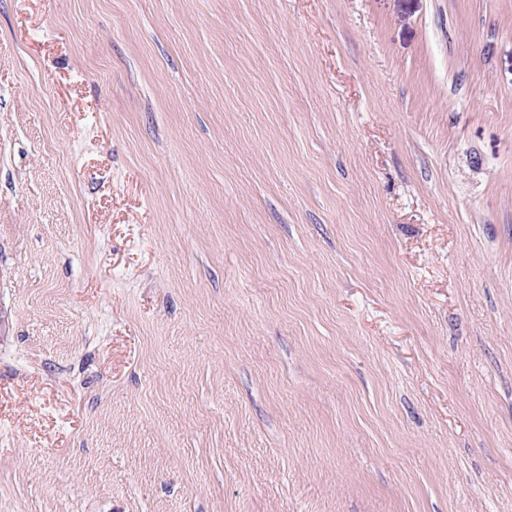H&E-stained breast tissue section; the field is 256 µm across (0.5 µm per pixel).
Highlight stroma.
<instances>
[{
    "mask_svg": "<svg viewBox=\"0 0 512 512\" xmlns=\"http://www.w3.org/2000/svg\"><path fill=\"white\" fill-rule=\"evenodd\" d=\"M0 512H512V0H0Z\"/></svg>",
    "mask_w": 512,
    "mask_h": 512,
    "instance_id": "obj_1",
    "label": "stroma"
}]
</instances>
